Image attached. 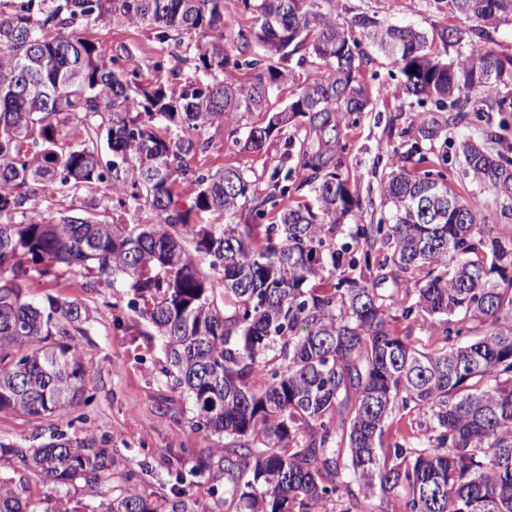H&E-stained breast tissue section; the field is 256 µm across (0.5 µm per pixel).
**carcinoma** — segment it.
<instances>
[{
  "mask_svg": "<svg viewBox=\"0 0 512 512\" xmlns=\"http://www.w3.org/2000/svg\"><path fill=\"white\" fill-rule=\"evenodd\" d=\"M238 3L258 26L233 52L224 0H0V412L61 418L84 401L86 367L63 341L85 322L82 306L30 302L31 273L65 267L81 288L107 275L126 281L127 307L162 341L160 373L193 401L195 430L229 439L201 466L224 467L240 512H369L378 495L402 512H512V235L482 223L425 154L381 182L390 222L355 224L348 242L340 226L361 204L336 165L300 154L312 197L277 224L237 222L251 200L265 217L245 165H195L202 133L243 112L264 115L235 139L243 153L281 134L339 131L370 103L364 44L398 68L407 94L466 118L462 93L512 83V56L481 44L512 20V0H448L456 22L435 37L364 13L341 23L336 0ZM102 21L185 47L193 77L158 60L147 78L123 44L102 54L91 38ZM438 43L457 56L442 58ZM273 58L307 72L283 108L271 103L287 79ZM243 67L248 82L229 76ZM461 150L463 175L511 213L512 157ZM99 186L159 221L35 205ZM212 214L224 223H204ZM399 319L428 325L434 342L401 333ZM4 455L91 490L115 467L90 429L55 428L30 447L0 441ZM0 512H36L1 475ZM99 512L209 510L127 490Z\"/></svg>",
  "mask_w": 512,
  "mask_h": 512,
  "instance_id": "carcinoma-1",
  "label": "carcinoma"
}]
</instances>
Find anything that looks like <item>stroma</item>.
<instances>
[{
  "instance_id": "stroma-1",
  "label": "stroma",
  "mask_w": 512,
  "mask_h": 512,
  "mask_svg": "<svg viewBox=\"0 0 512 512\" xmlns=\"http://www.w3.org/2000/svg\"><path fill=\"white\" fill-rule=\"evenodd\" d=\"M336 12L343 20L365 12L387 23L410 25L428 33L448 22L447 0H336ZM94 36L106 54L119 45H127L132 51V64L143 70L160 59L170 64L175 61L174 46L155 42L144 28L106 25L95 30ZM361 75L371 102L365 112L343 120L339 141L345 149L338 154L340 171L361 203L358 223L376 224L386 217L380 182L392 163L404 161L412 148L442 158L441 169L453 180L461 164L463 142L470 140L490 151L512 147V112L483 111L487 99L483 91L469 94L471 107L481 109V116L471 115L460 121L455 113L406 96L400 73L376 49H369ZM207 137L209 147L197 158V166L245 162L261 198L270 191L269 170L278 167L290 175L292 199L309 197L312 172L298 168V148L285 138H272L261 153L246 156L227 130L208 132ZM105 196L104 188H81L65 196L38 199L37 204L54 211L78 213L91 203L102 201L108 221L151 224L157 220L151 209H123L117 203L106 202ZM68 278L64 269L55 280L36 277L28 290L31 302L40 303L54 296L77 301L88 312L80 332L70 338L89 371L87 401L54 424L71 435L93 428L112 448L118 471L96 492L79 484L60 487L43 482L33 473L14 467L6 456L0 458V474L24 488L37 512H55L63 500L68 501L73 512H95L105 495L128 487L154 501L173 498L183 488L210 512H235V504L224 496L223 470L214 466L199 474L194 471L199 459L208 457L212 449L223 447L224 439L193 430V403L187 395L172 391L160 373V340L151 335L138 313L128 309L122 285L113 284L111 277L103 275L97 288L83 290L68 287ZM177 469L186 473L185 484H177L173 475ZM129 470L135 479L128 485L122 474Z\"/></svg>"
}]
</instances>
